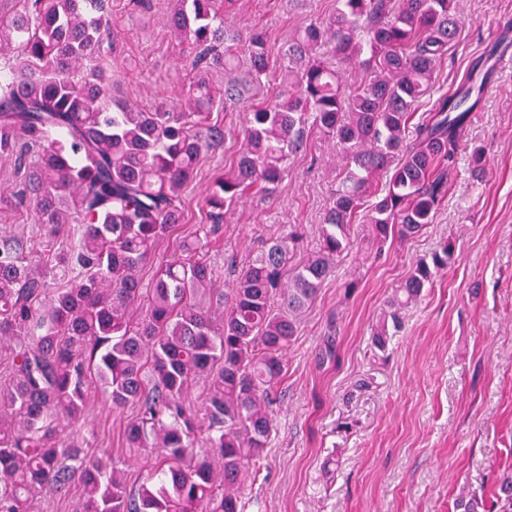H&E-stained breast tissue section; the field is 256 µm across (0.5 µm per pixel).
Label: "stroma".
Returning a JSON list of instances; mask_svg holds the SVG:
<instances>
[{
    "label": "stroma",
    "mask_w": 512,
    "mask_h": 512,
    "mask_svg": "<svg viewBox=\"0 0 512 512\" xmlns=\"http://www.w3.org/2000/svg\"><path fill=\"white\" fill-rule=\"evenodd\" d=\"M112 69L125 97L145 110H172L194 77L185 44L168 24L169 0H110ZM225 20L265 32L273 56L288 35L328 17L336 0H217ZM461 24L435 84L418 108L453 91L472 63L494 45L512 57V0H460ZM479 104L461 129L456 170L432 224L375 255L357 238L296 317V335L277 387L273 433L255 480L243 491L245 512H456L462 490L489 494L494 477L512 470V66L497 58ZM249 100L214 111L224 140L204 149L184 189L177 235L160 241L140 277L150 283L181 238L207 223L205 197L236 158ZM484 148L475 159V148ZM287 177L269 195L250 194L224 214L223 233L208 246L231 288L232 264H245L263 241L301 229V254L316 250L323 214L339 184V149L310 130ZM12 159L0 156V235L24 238L36 259L68 242L71 228L48 237L35 206L19 194ZM455 260L402 314L387 353L370 347L371 326L394 288L441 241ZM336 329L335 362L320 364L322 336ZM134 407L113 409L91 392L81 427L89 448L123 461L139 487L155 456L133 453L124 428Z\"/></svg>",
    "instance_id": "35a3bbf8"
}]
</instances>
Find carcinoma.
<instances>
[{
  "mask_svg": "<svg viewBox=\"0 0 512 512\" xmlns=\"http://www.w3.org/2000/svg\"><path fill=\"white\" fill-rule=\"evenodd\" d=\"M169 4L195 76L179 111L146 112L118 95L103 63L107 0H0V153L16 155L50 234L77 225L41 264L26 242L0 236V512H31L41 491L64 493L75 480L81 512H244L242 489L271 440L294 316L353 246L373 178H386L363 215L377 249L432 223L468 101L486 83L473 66L406 138L457 38V0H336L334 14L289 37L279 66L287 89L248 112L237 158L206 198L214 234L224 209L253 189L273 190L312 125L336 140L343 160L318 250L290 268L298 236L277 237L226 294L195 236L145 288L140 270L181 223L179 199L202 150L224 139L212 111L273 73L265 37L230 28L215 0ZM353 69L362 77L346 92ZM215 72L224 87L213 85ZM454 252L443 241L416 262L373 329L375 349H388L401 309ZM94 380L113 406L136 407L128 447L156 450L137 489L118 462L63 439L81 422ZM196 387L197 404L188 399ZM495 486L492 506L467 494L458 509L512 512V470Z\"/></svg>",
  "mask_w": 512,
  "mask_h": 512,
  "instance_id": "cac0c4a2",
  "label": "carcinoma"
}]
</instances>
